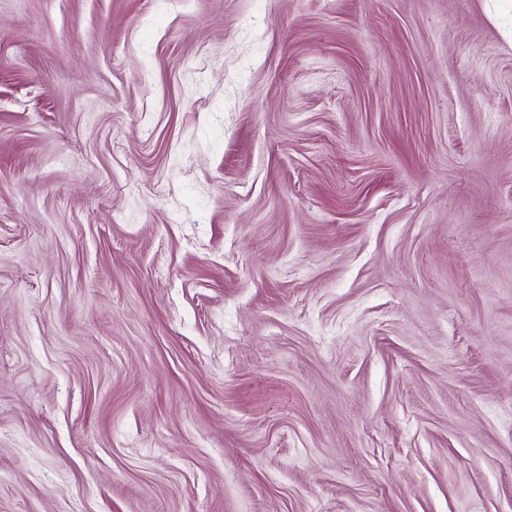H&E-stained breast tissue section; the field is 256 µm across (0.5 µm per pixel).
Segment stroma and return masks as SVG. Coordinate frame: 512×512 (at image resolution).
<instances>
[{"label":"stroma","instance_id":"obj_1","mask_svg":"<svg viewBox=\"0 0 512 512\" xmlns=\"http://www.w3.org/2000/svg\"><path fill=\"white\" fill-rule=\"evenodd\" d=\"M0 512H512V0H0Z\"/></svg>","mask_w":512,"mask_h":512}]
</instances>
